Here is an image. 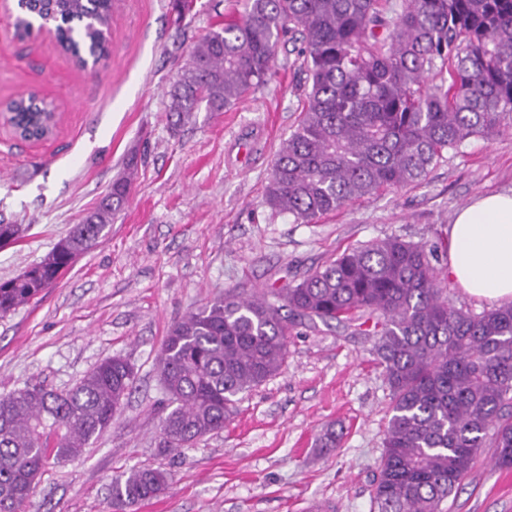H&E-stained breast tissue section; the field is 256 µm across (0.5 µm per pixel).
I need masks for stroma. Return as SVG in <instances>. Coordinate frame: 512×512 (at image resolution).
Returning a JSON list of instances; mask_svg holds the SVG:
<instances>
[{"mask_svg": "<svg viewBox=\"0 0 512 512\" xmlns=\"http://www.w3.org/2000/svg\"><path fill=\"white\" fill-rule=\"evenodd\" d=\"M244 0H196L179 30L171 0H115L110 53L78 67L52 38L15 34L0 10V220L24 225L0 248V279L40 262L138 155L129 199L97 247L50 288L0 316V394L72 388L119 355L135 380L112 425L83 453L49 460L26 512H115L112 481L166 470L168 487L126 512H371L389 390L374 339L343 324L298 322L280 374L239 395L223 431L158 455L165 399L155 358L172 324L233 290L248 296L300 279L344 250L399 236L435 243L482 193L512 191V131L446 152L419 187L386 190L297 224L272 211L265 188L297 125L306 75L284 39L278 77L225 112L167 117L166 91L194 44L240 16ZM32 92L56 114L52 135L25 141L5 118ZM344 435L320 448L328 425ZM448 512H512V467L482 454Z\"/></svg>", "mask_w": 512, "mask_h": 512, "instance_id": "obj_1", "label": "stroma"}]
</instances>
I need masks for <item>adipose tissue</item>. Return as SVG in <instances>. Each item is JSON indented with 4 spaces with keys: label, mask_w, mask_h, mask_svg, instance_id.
<instances>
[{
    "label": "adipose tissue",
    "mask_w": 512,
    "mask_h": 512,
    "mask_svg": "<svg viewBox=\"0 0 512 512\" xmlns=\"http://www.w3.org/2000/svg\"><path fill=\"white\" fill-rule=\"evenodd\" d=\"M448 238V279L473 298L512 303V192L476 196Z\"/></svg>",
    "instance_id": "obj_1"
}]
</instances>
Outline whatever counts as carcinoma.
<instances>
[{
  "mask_svg": "<svg viewBox=\"0 0 512 512\" xmlns=\"http://www.w3.org/2000/svg\"><path fill=\"white\" fill-rule=\"evenodd\" d=\"M112 0H18L16 28L49 21L83 67L108 55ZM306 74L297 126L276 155L266 204L314 224L389 188L420 186L445 151L512 130V0H245L241 18L199 40L169 83L168 111L223 112L275 76L285 33ZM23 140L51 127L35 95L13 101ZM136 156L83 222L40 262L0 281V314L28 303L99 241L125 205ZM436 243L369 241L260 295L227 293L173 324L157 356L167 404L157 452L224 428L234 398L276 376L295 320L358 323L376 337L390 416L373 512H447L485 448L512 467V304L476 314L449 303ZM134 370L104 359L79 384L0 395V512H21L49 458L65 460L112 425ZM168 473L112 483L123 510L162 494Z\"/></svg>",
  "mask_w": 512,
  "mask_h": 512,
  "instance_id": "cac0c4a2",
  "label": "carcinoma"
}]
</instances>
